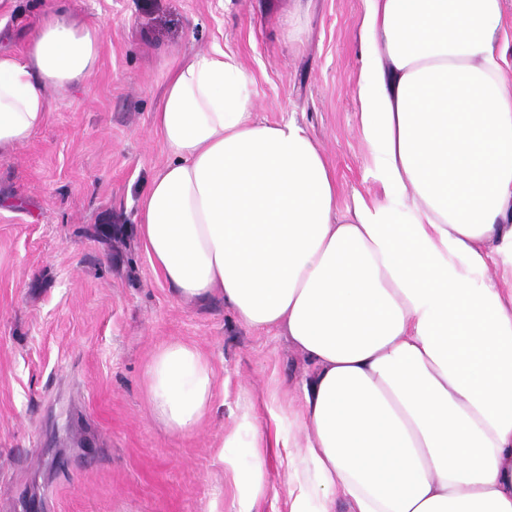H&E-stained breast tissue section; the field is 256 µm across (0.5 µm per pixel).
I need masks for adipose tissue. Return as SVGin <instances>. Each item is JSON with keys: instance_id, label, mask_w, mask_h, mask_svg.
Listing matches in <instances>:
<instances>
[{"instance_id": "obj_1", "label": "adipose tissue", "mask_w": 512, "mask_h": 512, "mask_svg": "<svg viewBox=\"0 0 512 512\" xmlns=\"http://www.w3.org/2000/svg\"><path fill=\"white\" fill-rule=\"evenodd\" d=\"M357 96L381 199L336 216V182L292 121H257L221 51L185 59L155 115L171 159L137 233L182 298L222 297L315 364L294 420L289 512H512V48L503 0H363ZM100 29L58 0L0 52V155L47 119L46 89L96 70ZM504 280L493 279L491 265ZM214 375L161 346L153 410L192 432Z\"/></svg>"}]
</instances>
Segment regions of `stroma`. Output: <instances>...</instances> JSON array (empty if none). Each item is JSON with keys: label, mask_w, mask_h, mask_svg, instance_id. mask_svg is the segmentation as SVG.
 <instances>
[{"label": "stroma", "mask_w": 512, "mask_h": 512, "mask_svg": "<svg viewBox=\"0 0 512 512\" xmlns=\"http://www.w3.org/2000/svg\"><path fill=\"white\" fill-rule=\"evenodd\" d=\"M54 0H0V51L22 54ZM102 30L86 83L47 90L46 123L0 156V512H238L255 439L253 512H289L287 454L316 367L284 330L223 299L179 298L135 233L170 156L154 125L182 58L215 50L249 77L256 118L300 125L326 157L338 214L383 196L356 95L363 0H70ZM194 344L215 376L184 436L153 413L147 368Z\"/></svg>", "instance_id": "35a3bbf8"}]
</instances>
